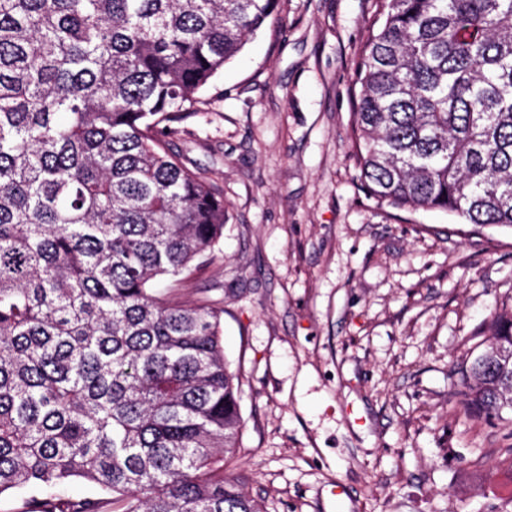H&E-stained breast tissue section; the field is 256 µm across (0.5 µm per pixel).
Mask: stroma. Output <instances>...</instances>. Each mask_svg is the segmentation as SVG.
Returning a JSON list of instances; mask_svg holds the SVG:
<instances>
[{
  "label": "stroma",
  "mask_w": 512,
  "mask_h": 512,
  "mask_svg": "<svg viewBox=\"0 0 512 512\" xmlns=\"http://www.w3.org/2000/svg\"><path fill=\"white\" fill-rule=\"evenodd\" d=\"M374 0H280L174 154L224 191V237L173 290L221 309L242 426L224 472L266 512H512V427L466 365L512 312V230L361 187L354 62Z\"/></svg>",
  "instance_id": "stroma-1"
}]
</instances>
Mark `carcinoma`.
Returning a JSON list of instances; mask_svg holds the SVG:
<instances>
[{
	"mask_svg": "<svg viewBox=\"0 0 512 512\" xmlns=\"http://www.w3.org/2000/svg\"><path fill=\"white\" fill-rule=\"evenodd\" d=\"M279 0H0V495L25 512H264L220 311L170 286L224 237L176 124ZM362 185L512 229V0H375L354 69ZM462 404L512 413V315ZM81 479L104 497L63 498Z\"/></svg>",
	"mask_w": 512,
	"mask_h": 512,
	"instance_id": "carcinoma-1",
	"label": "carcinoma"
}]
</instances>
